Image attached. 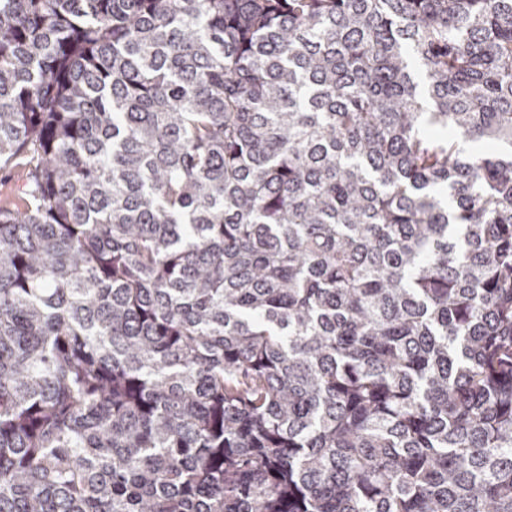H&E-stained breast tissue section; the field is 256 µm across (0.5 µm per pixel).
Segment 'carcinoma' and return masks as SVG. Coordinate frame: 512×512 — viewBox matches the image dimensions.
Segmentation results:
<instances>
[{
    "instance_id": "carcinoma-1",
    "label": "carcinoma",
    "mask_w": 512,
    "mask_h": 512,
    "mask_svg": "<svg viewBox=\"0 0 512 512\" xmlns=\"http://www.w3.org/2000/svg\"><path fill=\"white\" fill-rule=\"evenodd\" d=\"M0 512H512V0H0ZM18 165L0 172V202L8 201L23 206L25 202V168L26 160H17Z\"/></svg>"
}]
</instances>
